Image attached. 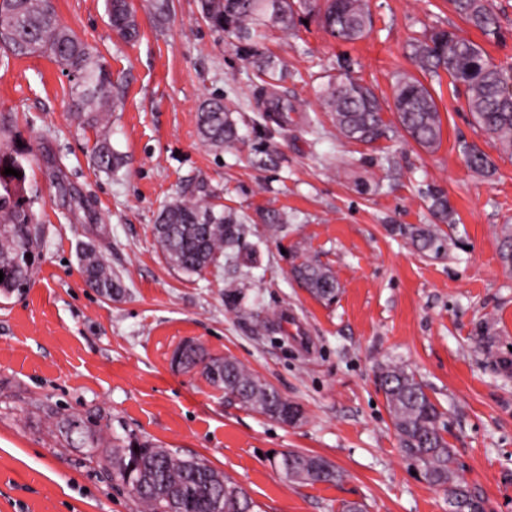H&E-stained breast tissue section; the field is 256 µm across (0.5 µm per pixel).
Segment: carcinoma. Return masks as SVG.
Returning <instances> with one entry per match:
<instances>
[{"label": "carcinoma", "mask_w": 512, "mask_h": 512, "mask_svg": "<svg viewBox=\"0 0 512 512\" xmlns=\"http://www.w3.org/2000/svg\"><path fill=\"white\" fill-rule=\"evenodd\" d=\"M105 11L120 34L132 40L139 32L131 0H104ZM453 11L483 35L497 34V18L487 0H448ZM203 18L211 27L238 41H254L268 24L284 34L294 30L298 10L309 0H200ZM318 14L325 30L342 41L366 36L372 25L367 0H323ZM46 56L72 77L70 94L73 115L81 125L96 131L92 159L100 172L112 174L122 166V157L112 148L111 130L105 122L115 82L100 51L77 37L61 19L51 0H0V65L10 59ZM413 61L423 76L441 78L446 73L454 88H463L468 111L475 122L504 151L512 154V68L495 65L485 50L456 32L438 30L413 43ZM259 70L256 104L279 126L288 125L293 106L277 95L283 75L268 64ZM321 105L333 115L336 129L349 139L373 143L388 136L392 124L383 118L384 107L367 85L352 77L328 82L319 91ZM396 122L405 136L426 151L436 150L442 139V120L431 90L414 75L398 79L393 104ZM202 143L214 150L231 149L240 142L232 112L221 96L203 102L196 115ZM18 136L0 122V294L7 295L31 283L40 256L42 229L35 206L40 196L27 184L25 147ZM468 166L483 172L491 166L482 151H466ZM11 167L21 176H7ZM424 254L438 256L447 241L430 228H398ZM244 227L231 211L217 208L204 198L177 197L166 203L154 224V235L165 259L182 274L199 276L218 266L229 250L240 244ZM31 254L24 259L23 253ZM502 263L512 268V230L507 228L499 243ZM86 280L106 295L122 292L123 282L103 256L93 248L80 258ZM294 278L315 299L330 304L339 286L330 268L302 256L293 265ZM206 361V380L224 391V396L242 406L283 423L304 418L301 407L275 387L260 380L232 357L210 355L188 341L179 346L172 361L191 371ZM377 385L384 394L400 448L418 462L425 478L435 486H448L452 512H484L482 501L458 481L455 454L443 435L442 412L426 392V385L406 367L388 363L379 368ZM139 450H134V447ZM279 467L290 481L336 484L342 472L324 458L290 451ZM112 469L125 484L140 485L136 498L145 512H254L255 503L231 478L214 469L204 458L183 457L150 440L130 437L112 449Z\"/></svg>", "instance_id": "obj_1"}]
</instances>
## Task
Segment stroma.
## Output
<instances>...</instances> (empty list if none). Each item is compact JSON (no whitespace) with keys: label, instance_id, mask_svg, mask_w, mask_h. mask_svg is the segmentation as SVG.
Segmentation results:
<instances>
[{"label":"stroma","instance_id":"1","mask_svg":"<svg viewBox=\"0 0 512 512\" xmlns=\"http://www.w3.org/2000/svg\"><path fill=\"white\" fill-rule=\"evenodd\" d=\"M131 2L140 35L128 42L104 0H56L116 83L111 142L125 164L113 174L94 169L95 132L73 121L59 66L35 56L0 67V117L30 149L27 174L43 201L40 265L29 288L0 295V512H141L105 462L131 434L207 459L259 512H337L345 501L367 512H448L447 490L399 447L375 384L390 360L438 404L459 480L485 512H512V369L502 366L512 361V270L498 252L512 225V156L445 80L428 84L442 119L433 152L400 131L347 140L316 95L346 74L391 101L397 75L417 72L412 38L432 28L462 31L512 67V0H488L496 40L447 0H368L373 26L355 42L332 38L304 11L293 35L267 29L257 49L283 67L278 90L296 106L284 128L258 112L251 58L211 28L199 0H172L163 19L152 0ZM215 95L238 123L237 149L198 137L197 109ZM473 146L489 171L468 167ZM60 177L95 203L98 220L74 217ZM435 192L453 210L440 226L449 248L437 257L395 231L435 223ZM179 195L207 196L245 225L238 250L192 278L167 263L153 234L160 208ZM269 209L285 218L274 236ZM86 247L120 275V295L85 286ZM297 253L332 269L334 303L294 280ZM189 339L240 361L299 404L303 419H270L176 369L172 355ZM292 450L323 457L342 480H285L278 464Z\"/></svg>","mask_w":512,"mask_h":512}]
</instances>
